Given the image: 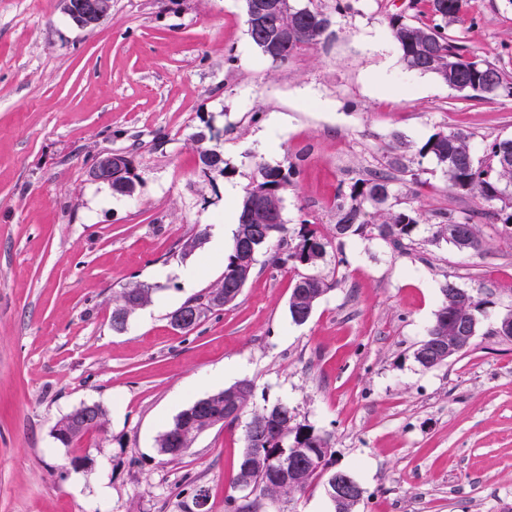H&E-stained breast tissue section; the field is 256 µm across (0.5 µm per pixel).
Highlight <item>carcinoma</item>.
Masks as SVG:
<instances>
[{
    "instance_id": "1",
    "label": "carcinoma",
    "mask_w": 512,
    "mask_h": 512,
    "mask_svg": "<svg viewBox=\"0 0 512 512\" xmlns=\"http://www.w3.org/2000/svg\"><path fill=\"white\" fill-rule=\"evenodd\" d=\"M430 23L415 25L403 21L400 17L389 20L391 35L401 53L404 65L423 74H433L441 81L452 85L462 84L464 92L475 97L491 99L503 94L512 96V82L494 64L487 59L477 58L474 62L466 60L468 49L456 40L448 37V22L458 18L466 7L467 0H429ZM286 27L295 31L287 44L279 39L280 29ZM331 18L323 9L308 0L305 5L291 2L288 9L273 22L260 30L248 29L249 36L263 56L274 64L287 63L303 46L315 44L332 35ZM493 72L497 78L495 89L489 93L483 90L485 74ZM422 158L436 161L450 186L466 193H472L484 202L512 199V139H501L492 143L489 149V162L484 166H475L472 158L471 135L465 131H438L429 136L417 149ZM122 168L110 187L113 193L121 194L123 181H132L136 175L132 172L130 157L121 154ZM200 170L204 176L214 178L226 174L224 153L216 148H204L199 151ZM293 168L284 171L266 165L257 166L252 180L267 189L271 203L282 201V193L291 185ZM391 183L387 175L379 173L368 181L356 182L350 187L345 201L338 209L339 219L336 235L364 236L373 231L389 241L396 249L403 250L412 241V235L418 227L419 215L414 210L393 211L387 208L391 196ZM460 228L457 238H448V225ZM268 240L275 238L286 243V247L277 248L269 253L267 263L274 267L291 269L315 268L324 261L332 242L308 224L300 225L295 233H290L284 223L268 224ZM432 239L445 240L461 252H477L483 247L471 219L452 213L440 214V222L430 225ZM241 229H236L231 252L224 261V274L207 292L186 300L182 307L191 309L202 305L203 300L212 291H228L237 281H247L253 270L245 269L238 263V244ZM333 284L315 274H296L291 288L288 309L292 321L296 324L306 322L308 312L306 301L317 304ZM456 284L447 282L441 287L442 302L436 318L424 339L434 342L439 329L457 323L478 321L477 312L482 302L473 294L458 301L452 295ZM152 288L146 284H136L125 288L112 309V328L120 329L126 324L129 314L151 300ZM254 386L246 380H240L232 386L213 395V411L224 416V424L234 425L239 416L227 412V402L235 397L240 410L248 408L253 396ZM248 424L255 425L251 432L244 435V448L239 461L235 483H246L257 490L254 497L240 503H232L233 512H272L275 504L292 494L306 488L316 479L328 480L332 471V453L329 438L297 421L295 414L285 404L255 409L250 413ZM179 424H171L158 438L157 450L162 455L175 458V446L170 437L177 434ZM293 448L305 449L306 457L312 464L305 468L306 479L301 484L288 482L281 473L276 461L288 455Z\"/></svg>"
}]
</instances>
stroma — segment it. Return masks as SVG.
Returning <instances> with one entry per match:
<instances>
[{
  "label": "stroma",
  "mask_w": 512,
  "mask_h": 512,
  "mask_svg": "<svg viewBox=\"0 0 512 512\" xmlns=\"http://www.w3.org/2000/svg\"><path fill=\"white\" fill-rule=\"evenodd\" d=\"M314 3L332 36L275 65L243 0H112L91 29L61 0H0V512H184L193 484L207 512H230L245 421L174 459L157 440L242 379L251 408L287 404L329 437L363 490L353 512H512V339L496 333L512 312V232L480 218V251L432 240L437 212L486 205L417 153L461 129L486 162L512 138V97L466 98L403 65L389 19L426 23L427 0ZM448 33L512 79V0H469ZM199 130L228 167L213 181ZM112 151L132 157V195L87 176ZM259 164L296 168L283 220L331 238L314 269L331 289L295 324L294 271L260 262L233 304L174 330L170 314L222 278L233 246L234 226L221 252L200 226L225 224V187L244 191ZM374 170L394 179L392 209L425 218L406 251L336 233L337 194ZM448 280L483 300L479 329L425 369L413 352ZM136 284L151 300L113 330L114 299ZM92 403L104 430L57 442L56 422Z\"/></svg>",
  "instance_id": "35a3bbf8"
}]
</instances>
